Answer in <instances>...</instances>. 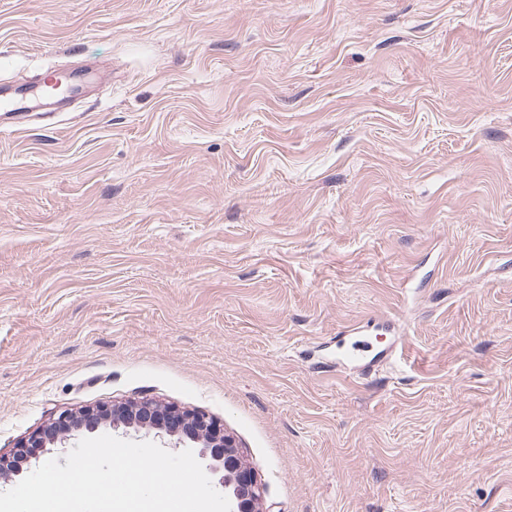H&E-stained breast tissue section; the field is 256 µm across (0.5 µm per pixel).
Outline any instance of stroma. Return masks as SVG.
Wrapping results in <instances>:
<instances>
[{
	"mask_svg": "<svg viewBox=\"0 0 512 512\" xmlns=\"http://www.w3.org/2000/svg\"><path fill=\"white\" fill-rule=\"evenodd\" d=\"M85 66L0 130V453L149 397L266 512H512V0H0Z\"/></svg>",
	"mask_w": 512,
	"mask_h": 512,
	"instance_id": "obj_1",
	"label": "stroma"
}]
</instances>
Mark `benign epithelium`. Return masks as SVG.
Returning a JSON list of instances; mask_svg holds the SVG:
<instances>
[{
	"label": "benign epithelium",
	"mask_w": 512,
	"mask_h": 512,
	"mask_svg": "<svg viewBox=\"0 0 512 512\" xmlns=\"http://www.w3.org/2000/svg\"><path fill=\"white\" fill-rule=\"evenodd\" d=\"M101 428L154 432L158 437H175L198 449L200 458L209 462V469L219 476L224 495L230 500V512H265L261 507L264 488L253 468L239 452L236 439L224 430L213 416L197 410L180 408L153 398H142L123 404H97L78 412L63 411L44 429L30 435L9 454H0V481L20 475L40 454L63 445L81 431L95 432Z\"/></svg>",
	"instance_id": "1"
}]
</instances>
